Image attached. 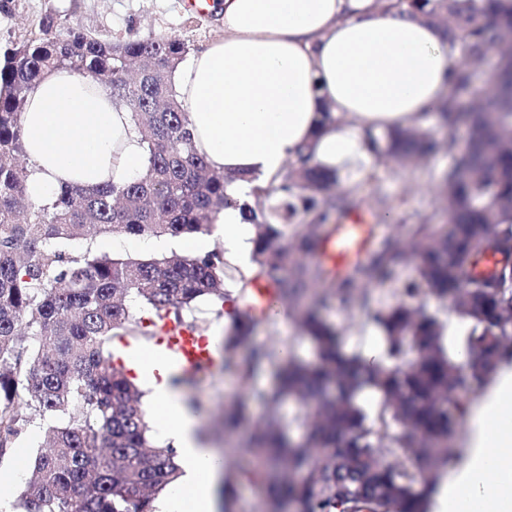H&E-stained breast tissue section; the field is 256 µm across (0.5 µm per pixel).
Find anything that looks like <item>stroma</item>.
I'll list each match as a JSON object with an SVG mask.
<instances>
[{
	"mask_svg": "<svg viewBox=\"0 0 512 512\" xmlns=\"http://www.w3.org/2000/svg\"><path fill=\"white\" fill-rule=\"evenodd\" d=\"M54 17L60 28L79 26L103 41L145 38L152 34L174 37L191 50H199L208 42L223 36L221 13L187 11L185 0H9L0 10V45L5 46L38 35L44 17ZM452 158L444 152L430 157L418 170H401L394 164L369 158L357 168L343 173L344 184L358 187L365 197L373 188L404 199L405 212H419L442 222L440 203L434 190L436 176L449 166ZM327 320L342 330L348 350L366 352L382 345V333L367 320L364 313L347 317L340 305L326 311ZM257 346H277L288 350L296 359L313 363L317 353L313 343L301 333L296 319L289 314L271 315L254 332ZM238 389L235 377L215 371L183 387L184 397H198L209 407L223 404L226 396Z\"/></svg>",
	"mask_w": 512,
	"mask_h": 512,
	"instance_id": "stroma-1",
	"label": "stroma"
}]
</instances>
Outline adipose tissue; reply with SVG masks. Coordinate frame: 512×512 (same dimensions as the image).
Returning a JSON list of instances; mask_svg holds the SVG:
<instances>
[{
  "label": "adipose tissue",
  "mask_w": 512,
  "mask_h": 512,
  "mask_svg": "<svg viewBox=\"0 0 512 512\" xmlns=\"http://www.w3.org/2000/svg\"><path fill=\"white\" fill-rule=\"evenodd\" d=\"M224 36L197 51L172 81L210 168L238 174L233 205L213 234L142 241L149 250L204 255L223 246L248 266L254 236L240 201L268 185L298 149L336 171L366 158L365 129L425 127L449 94L459 56L439 27L377 0H224ZM335 122L322 124V106ZM29 196L48 202L62 186L92 189L138 175L144 151L128 112L87 78L45 73L23 113ZM150 420L176 452L181 476L155 512H217L219 449L197 437V416L179 388L152 379ZM464 458L449 464L433 498L436 512H512V373L466 416Z\"/></svg>",
  "instance_id": "obj_1"
}]
</instances>
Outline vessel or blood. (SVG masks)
Listing matches in <instances>:
<instances>
[{
	"label": "vessel or blood",
	"instance_id": "b4317fda",
	"mask_svg": "<svg viewBox=\"0 0 512 512\" xmlns=\"http://www.w3.org/2000/svg\"><path fill=\"white\" fill-rule=\"evenodd\" d=\"M374 227L352 219L337 225L334 235L323 246V256L336 273H343L361 260L373 239ZM154 351L158 366L156 379L169 377L172 371L191 372L201 366L218 363L219 357L207 336H197L163 322L157 328Z\"/></svg>",
	"mask_w": 512,
	"mask_h": 512
}]
</instances>
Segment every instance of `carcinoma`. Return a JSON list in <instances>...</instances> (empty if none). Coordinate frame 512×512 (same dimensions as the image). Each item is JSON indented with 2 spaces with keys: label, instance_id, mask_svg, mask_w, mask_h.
I'll return each instance as SVG.
<instances>
[{
  "label": "carcinoma",
  "instance_id": "obj_1",
  "mask_svg": "<svg viewBox=\"0 0 512 512\" xmlns=\"http://www.w3.org/2000/svg\"><path fill=\"white\" fill-rule=\"evenodd\" d=\"M389 7L441 25L463 65L435 112L448 138L412 128L368 130L365 144L407 166L439 151L451 155L438 176L446 220L403 215L342 275L314 258L320 243L356 212L380 223L397 205L380 190L360 198L355 187L340 188L339 173L311 164L307 146L279 184L254 189L250 275L219 249L203 257L101 250L97 240L106 234L208 232L229 204L226 186L237 176L208 167L171 82L189 47L163 35L103 42L79 27L59 31L47 17L40 36L0 51V467L29 427L44 429L17 512H154L179 468L173 449L153 439L140 381L127 376L113 342L152 345L148 319L202 334L198 301L210 300L220 316L225 303L258 282L298 316L319 361L299 365L282 351L256 347L254 363L285 362L274 387L256 388L235 353L251 342L260 318L248 308L229 313L223 369L239 388L218 419L227 434L252 425L244 450L259 466L240 459L225 468L218 490L224 505L247 480L266 487L264 512H426L448 465V433L467 409L460 386L468 380L477 391L512 363V101L501 100L496 85L478 111L462 105L476 98L475 73L487 55L512 39V0H392ZM55 68L110 90L130 113L145 163L128 182L67 185L37 204L28 196L27 166L17 163L22 114L43 73ZM462 126L471 136L460 146L455 132ZM488 256L490 271L477 272ZM408 266L416 277L396 303L373 307L372 289ZM424 293L468 322L459 348L448 346L444 325L419 303ZM334 300L367 312L384 333L389 364L344 351L342 332L323 316ZM367 389L377 396L372 415L359 402ZM288 398L302 410L298 439L276 412ZM255 400L271 411L253 424ZM392 421L399 431L390 430Z\"/></svg>",
  "mask_w": 512,
  "mask_h": 512
}]
</instances>
